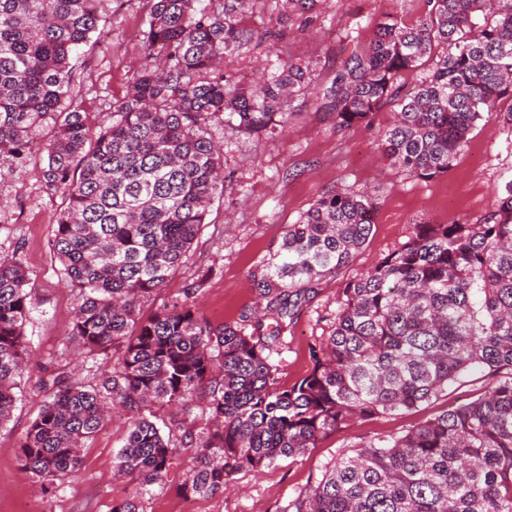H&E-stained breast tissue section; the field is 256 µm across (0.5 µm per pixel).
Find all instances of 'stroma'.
Segmentation results:
<instances>
[{"label":"stroma","instance_id":"1","mask_svg":"<svg viewBox=\"0 0 512 512\" xmlns=\"http://www.w3.org/2000/svg\"><path fill=\"white\" fill-rule=\"evenodd\" d=\"M247 2L245 23L262 32L278 31L281 38L271 47L242 46L225 57V68L241 74L249 85L277 67L299 64L307 67L310 86L293 95L288 125L274 136L228 135L223 124L213 125L229 178L161 296L180 298L196 284L200 287L197 310L212 324L258 318L264 332H271L275 316L257 315L262 290L253 274L261 262L281 242L289 224L323 193L371 194L378 211L370 238L339 274L301 290L281 333L272 360L280 382L289 384L311 369L308 349L329 335L344 282L360 277L406 243L416 223L482 222L500 188L512 181V126L503 123L498 112L485 114L448 175L432 180L409 176L380 153V134L391 121L392 107L379 112L372 127L340 130L321 104L338 58L367 44L386 16L414 22L425 14L426 0H319L314 21L305 28L288 20L277 0ZM149 11V0L105 4L106 21L83 46L72 77L73 93L91 118H109L113 103L127 93L143 65L141 32ZM41 159V153H32L24 169L0 179V254L17 255L30 270L28 292L33 303L24 327L29 366L20 380L12 417L0 426V512H111L113 501L131 495L137 487L132 479L114 476L113 458L127 433L123 412L113 411L83 449L78 476L54 494H43L19 460L20 439L51 393L39 384L45 371L89 382L112 367L108 361L77 360L71 355L74 297L49 250L61 199L45 192L38 176ZM489 383L482 370H472L460 384L416 411L355 419L320 439L316 447L277 460L261 473L239 471L224 493L213 496L177 493L189 466L188 460L179 459L168 484L145 495V512H288L294 498L315 486L328 468L359 445L402 433L476 399Z\"/></svg>","mask_w":512,"mask_h":512}]
</instances>
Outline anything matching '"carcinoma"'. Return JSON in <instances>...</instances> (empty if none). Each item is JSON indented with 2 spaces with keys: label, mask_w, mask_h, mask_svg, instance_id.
Wrapping results in <instances>:
<instances>
[{
  "label": "carcinoma",
  "mask_w": 512,
  "mask_h": 512,
  "mask_svg": "<svg viewBox=\"0 0 512 512\" xmlns=\"http://www.w3.org/2000/svg\"><path fill=\"white\" fill-rule=\"evenodd\" d=\"M145 62L112 119L94 122L71 94L73 60L103 22L101 0H0V178L26 164L39 128L53 125L40 176L62 198L51 252L74 296L71 336L92 358H115L93 384L55 376L19 458L44 492L70 481L80 451L110 407L127 416L114 471L139 489L112 512H144L142 495L168 482L190 454L185 496L224 492L239 470L260 471L316 446L354 417L408 412L474 368L491 379L467 403L340 459L293 512H512V181L481 224L413 227L409 240L342 288L330 335L313 366L278 381L272 350L239 322L213 325L181 299L155 300L224 195L214 122L250 134L284 126L286 98L307 87L297 65L240 87L224 56L259 38L204 0H149ZM307 25L318 0H282ZM414 24L389 16L367 47L336 61L324 108L336 126L371 127L398 102L380 146L424 180L452 170L469 135L512 97V0H427ZM432 62L407 92L401 74ZM376 199L327 192L288 227L263 263L265 311L284 319L298 289L348 265L369 239ZM30 272L0 256V425L25 370ZM202 400L206 427L163 432L153 409L188 416Z\"/></svg>",
  "instance_id": "cac0c4a2"
}]
</instances>
